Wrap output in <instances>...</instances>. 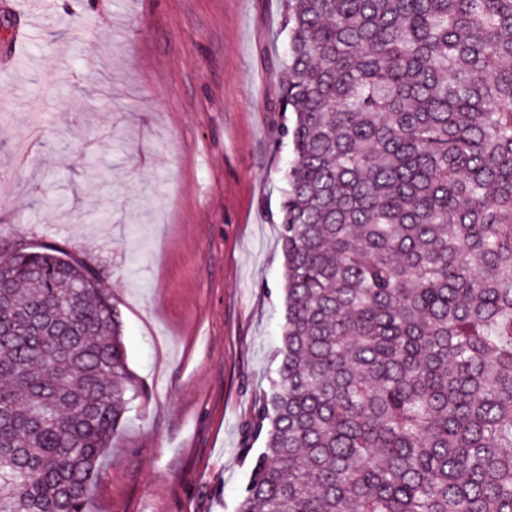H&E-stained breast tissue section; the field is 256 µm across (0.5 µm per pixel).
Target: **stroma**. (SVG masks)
Wrapping results in <instances>:
<instances>
[{
    "instance_id": "stroma-1",
    "label": "stroma",
    "mask_w": 512,
    "mask_h": 512,
    "mask_svg": "<svg viewBox=\"0 0 512 512\" xmlns=\"http://www.w3.org/2000/svg\"><path fill=\"white\" fill-rule=\"evenodd\" d=\"M0 0V260L55 242L121 313L147 398L89 512H236L276 367L291 158L281 0Z\"/></svg>"
}]
</instances>
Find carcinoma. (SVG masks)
<instances>
[{
    "instance_id": "cac0c4a2",
    "label": "carcinoma",
    "mask_w": 512,
    "mask_h": 512,
    "mask_svg": "<svg viewBox=\"0 0 512 512\" xmlns=\"http://www.w3.org/2000/svg\"><path fill=\"white\" fill-rule=\"evenodd\" d=\"M284 8L285 324L238 512H512V0ZM145 397L97 273L11 251L0 512H88Z\"/></svg>"
}]
</instances>
